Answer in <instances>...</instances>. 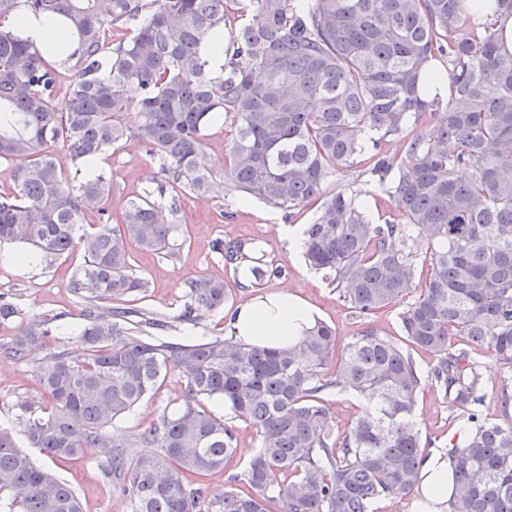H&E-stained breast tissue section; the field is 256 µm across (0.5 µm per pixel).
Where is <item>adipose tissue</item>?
Masks as SVG:
<instances>
[{"mask_svg": "<svg viewBox=\"0 0 512 512\" xmlns=\"http://www.w3.org/2000/svg\"><path fill=\"white\" fill-rule=\"evenodd\" d=\"M9 23L36 44L53 45L60 50L65 47L63 33L52 20L21 12L13 15ZM318 316L312 304L273 284L236 311L231 330L236 340L254 346L283 347L302 336ZM422 474L420 494L413 498L409 512H448V499L457 488L451 481L447 451L430 454Z\"/></svg>", "mask_w": 512, "mask_h": 512, "instance_id": "ef3b65f1", "label": "adipose tissue"}]
</instances>
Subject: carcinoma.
Instances as JSON below:
<instances>
[{"mask_svg":"<svg viewBox=\"0 0 512 512\" xmlns=\"http://www.w3.org/2000/svg\"><path fill=\"white\" fill-rule=\"evenodd\" d=\"M242 22L227 33L221 75L205 49L224 33V0H0V19L28 11L57 21L70 43L61 57L0 25V161L14 171L0 193V243L23 242L45 256L76 250L70 281L83 300L76 347L39 359V397L15 404L28 445L59 460L107 448L104 479L131 512H373L404 500L422 480L427 453L414 421L423 379L444 394L471 429L448 449L463 493L449 512H512V394L488 421L482 402V350L512 368V55L484 4L467 0H234ZM117 22L129 39L107 36ZM448 62V99L429 97L424 79ZM72 72L59 99L60 71ZM135 109L139 122L127 126ZM235 127L225 176L236 191L293 214L316 206L304 255L360 319L411 302L400 313L417 348L434 355L422 377L410 353L367 325L336 354V332L318 322L286 348L233 338L185 344L156 340L173 324L124 305L146 282L129 263L130 245L179 248L161 200L184 187L203 197L213 186L207 130L216 117ZM423 126L410 134V126ZM398 142L396 151L385 148ZM136 141L161 161L164 180L108 209L112 176L65 180L71 165ZM393 207L376 224L360 191L330 188L335 169L355 167ZM94 210L100 224L83 228ZM427 239V274L417 279L414 234ZM228 263L252 243L214 244ZM224 281L187 284L178 322L224 306ZM57 314L23 325L3 352L25 360L52 335ZM461 343L448 345V337ZM334 367L332 374L326 369ZM183 378L182 403L140 430L134 442L159 448L133 458L106 446L103 429L130 412L167 374ZM348 390L372 403L341 436L320 394ZM204 399H220L256 431L246 489L210 490L202 477L224 468L238 435ZM293 479L284 486L278 477ZM0 512H83L75 490L37 467L0 426Z\"/></svg>","mask_w":512,"mask_h":512,"instance_id":"carcinoma-1","label":"carcinoma"}]
</instances>
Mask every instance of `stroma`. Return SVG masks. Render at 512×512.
I'll return each mask as SVG.
<instances>
[{
  "label": "stroma",
  "instance_id": "stroma-1",
  "mask_svg": "<svg viewBox=\"0 0 512 512\" xmlns=\"http://www.w3.org/2000/svg\"><path fill=\"white\" fill-rule=\"evenodd\" d=\"M232 136V125L221 121L213 123L208 131L206 156L214 167L218 188L203 199L188 192L181 194L180 204L172 217L175 237L181 243L175 255L133 249L130 263L135 272L147 280L148 288L131 297L130 306L171 319L181 310L188 280L199 276L221 279L228 292L223 308L206 314L196 324L178 325L175 335L186 340L231 337L230 316L257 295L258 289L243 284L239 273L214 251L213 244L218 239L228 244L248 240L254 246V257L280 268L281 284L314 305L321 321L335 328L338 346H345L367 325L379 336L407 346L399 319L400 306L380 312L371 322L361 321L340 299L336 289L306 265L303 255L290 252L283 235L284 227L304 228L313 221L314 209L290 216L258 200L252 201L250 206H242L241 194L232 188L224 175L226 146ZM97 167L113 174L108 205L116 216L131 199L154 189L161 178L159 159L149 156L144 148L133 142L110 149L101 156ZM18 250L15 244L0 245V294L13 300L20 312L16 321L0 324V346L8 344L21 323L46 313L61 316L53 336L46 341L47 349L72 346L82 327L78 317L82 301L71 291L70 281L83 261L81 254L75 252L66 257L40 255L35 261L21 263L15 258ZM478 357L486 367L481 413L484 418L496 420L500 417L502 391L512 392V372H504L490 352H479ZM182 388L183 379L179 372H169L156 391L107 427V436L118 443L129 442L138 430L157 422L163 413L178 408ZM37 391L35 360H16L0 353V426L11 428L22 447H28L25 425L17 416L15 404L20 397ZM322 398L330 411L334 431L339 435L364 410L362 398L350 391L330 389ZM219 411L225 422L237 429L238 445L236 453L225 461L223 470L205 478L206 484L216 492L229 488L231 478L243 473L247 459L259 446L248 423L235 417L227 406H220ZM414 414L422 439L431 452L452 447L458 429L466 421L463 412L449 411L442 392L431 384L420 391ZM28 449L38 466L76 490L85 512H128L126 500L102 477L103 452L95 450L76 461H59L38 449Z\"/></svg>",
  "mask_w": 512,
  "mask_h": 512
}]
</instances>
